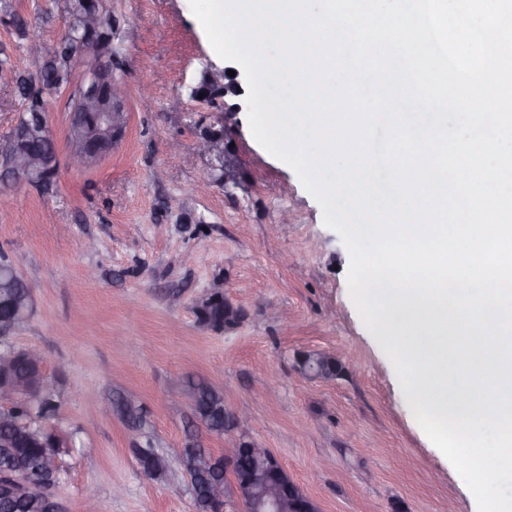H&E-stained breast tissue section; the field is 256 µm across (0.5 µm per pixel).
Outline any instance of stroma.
Returning a JSON list of instances; mask_svg holds the SVG:
<instances>
[{
	"label": "stroma",
	"mask_w": 512,
	"mask_h": 512,
	"mask_svg": "<svg viewBox=\"0 0 512 512\" xmlns=\"http://www.w3.org/2000/svg\"><path fill=\"white\" fill-rule=\"evenodd\" d=\"M0 48L21 54L14 20L52 16L42 40L66 27L62 5L9 0ZM118 49L128 126L112 154L76 171L68 151L70 90L53 98L49 122L60 161L56 187L0 192V256L32 290L33 312L16 330L18 349L41 350L56 378L51 421L66 445L53 490L60 512H194L180 466L188 434L222 454L225 438L270 449L319 512H477L473 493L420 427L381 335L351 298L350 254L324 223L319 202L295 171L253 137L245 91L220 110L191 90L210 66L227 68L189 0H105ZM222 126L239 173L224 182L206 158L185 165ZM207 181L206 193L190 187ZM240 307L238 326L216 330L197 314L213 283ZM306 352L335 354L343 371L324 382L304 375ZM224 394L248 414L226 437L208 434L188 403L169 392L187 378ZM147 412L169 460L160 479L143 475L139 432L101 412L114 392Z\"/></svg>",
	"instance_id": "stroma-1"
}]
</instances>
